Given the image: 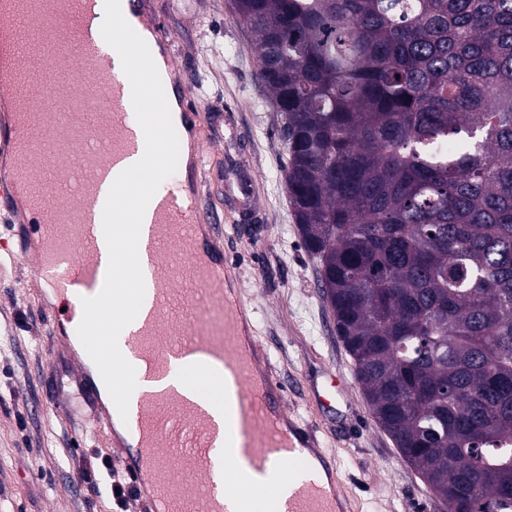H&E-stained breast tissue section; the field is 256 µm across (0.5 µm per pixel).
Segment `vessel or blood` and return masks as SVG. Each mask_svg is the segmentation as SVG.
Instances as JSON below:
<instances>
[{
	"label": "vessel or blood",
	"instance_id": "b4317fda",
	"mask_svg": "<svg viewBox=\"0 0 512 512\" xmlns=\"http://www.w3.org/2000/svg\"><path fill=\"white\" fill-rule=\"evenodd\" d=\"M103 0H14L0 26L25 16L43 47L24 59L8 113L0 116V215L16 256L32 260L36 282L66 300L46 307L50 327L71 325L77 337L82 297L103 287L108 248L103 209L117 176L145 150L133 119L131 86L113 64L99 25ZM203 158L185 179L164 181L143 218L138 252L153 294L120 334V349L144 364L156 387L130 400L121 470L148 512H255L254 476L280 466L287 492L266 488V512H355L335 457L318 446V428L285 407L288 385L272 372L257 337L240 340L249 313L228 287L216 226L201 206ZM194 370L184 393L168 385L174 366ZM224 395L215 418L211 395ZM232 459L212 492V452Z\"/></svg>",
	"mask_w": 512,
	"mask_h": 512
}]
</instances>
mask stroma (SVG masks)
<instances>
[{"mask_svg":"<svg viewBox=\"0 0 512 512\" xmlns=\"http://www.w3.org/2000/svg\"><path fill=\"white\" fill-rule=\"evenodd\" d=\"M185 80L205 156L206 203L221 216L230 276L252 310L274 372L294 377L290 411L312 418L358 512H447L374 419L318 284L319 259L295 223L288 148L260 75L258 53L231 0H149ZM27 261L0 249V512H108L106 486L80 479L97 435L77 447L92 409L76 397L72 356L45 343ZM343 376L344 396L330 378Z\"/></svg>","mask_w":512,"mask_h":512,"instance_id":"obj_1","label":"stroma"}]
</instances>
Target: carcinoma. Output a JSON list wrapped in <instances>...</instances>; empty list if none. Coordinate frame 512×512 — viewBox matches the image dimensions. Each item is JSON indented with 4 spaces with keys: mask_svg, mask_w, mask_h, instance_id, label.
Segmentation results:
<instances>
[{
    "mask_svg": "<svg viewBox=\"0 0 512 512\" xmlns=\"http://www.w3.org/2000/svg\"><path fill=\"white\" fill-rule=\"evenodd\" d=\"M372 414L448 512H512V0H233Z\"/></svg>",
    "mask_w": 512,
    "mask_h": 512,
    "instance_id": "obj_1",
    "label": "carcinoma"
}]
</instances>
